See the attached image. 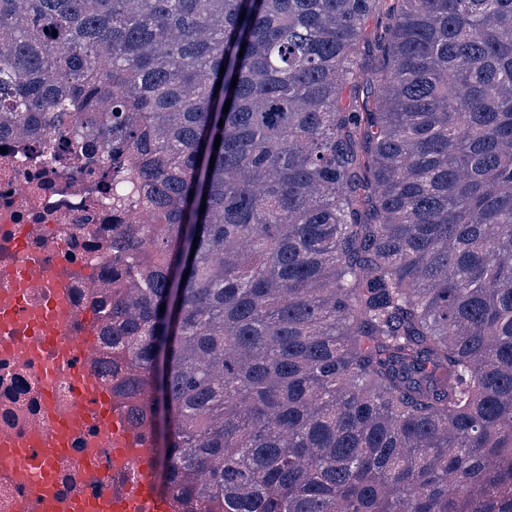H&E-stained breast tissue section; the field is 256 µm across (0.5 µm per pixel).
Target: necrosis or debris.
Listing matches in <instances>:
<instances>
[{"instance_id":"obj_1","label":"necrosis or debris","mask_w":512,"mask_h":512,"mask_svg":"<svg viewBox=\"0 0 512 512\" xmlns=\"http://www.w3.org/2000/svg\"><path fill=\"white\" fill-rule=\"evenodd\" d=\"M57 144L51 131L25 141L0 133V469L15 465L32 476L50 466L55 499L76 506L127 493L134 472L116 465L95 421L45 462L55 425L84 403L81 376L107 389L112 382L104 377L102 347L65 355L42 338L52 326L63 339L90 333L112 227L132 223L134 213L113 212L85 170L62 176L47 168L43 156ZM61 273L70 282L58 294L49 279ZM41 503L31 477L0 479V512H41Z\"/></svg>"}]
</instances>
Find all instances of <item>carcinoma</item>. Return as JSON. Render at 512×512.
Instances as JSON below:
<instances>
[{"mask_svg":"<svg viewBox=\"0 0 512 512\" xmlns=\"http://www.w3.org/2000/svg\"><path fill=\"white\" fill-rule=\"evenodd\" d=\"M4 125L136 203L174 512H512V0H0Z\"/></svg>","mask_w":512,"mask_h":512,"instance_id":"cac0c4a2","label":"carcinoma"}]
</instances>
